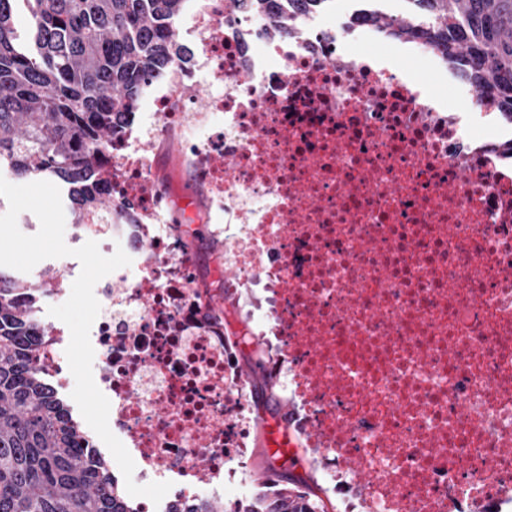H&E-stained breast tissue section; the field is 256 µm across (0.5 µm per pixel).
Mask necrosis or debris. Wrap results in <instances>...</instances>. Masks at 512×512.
Returning <instances> with one entry per match:
<instances>
[{
  "label": "necrosis or debris",
  "mask_w": 512,
  "mask_h": 512,
  "mask_svg": "<svg viewBox=\"0 0 512 512\" xmlns=\"http://www.w3.org/2000/svg\"><path fill=\"white\" fill-rule=\"evenodd\" d=\"M276 4L299 20L272 39L265 19L194 0L187 63L146 81L144 111L100 150L114 209L88 230L132 259L90 330L112 432L186 499H223L252 441L224 314L168 229L154 147L169 132L341 512H512V118L475 89L448 108L335 22ZM69 341L58 324L38 345L59 393Z\"/></svg>",
  "instance_id": "necrosis-or-debris-1"
}]
</instances>
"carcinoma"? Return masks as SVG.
<instances>
[{
    "mask_svg": "<svg viewBox=\"0 0 512 512\" xmlns=\"http://www.w3.org/2000/svg\"><path fill=\"white\" fill-rule=\"evenodd\" d=\"M188 0H0V172L50 177L71 224L84 228L112 207L99 146L120 136L115 112H135L143 81L183 58L176 24ZM273 0H226L231 14L294 23ZM398 16L367 9L379 33L439 52L512 115V0H405ZM28 36L15 27L19 7ZM58 271L32 282L0 268V512H139L83 432L45 385L29 302L56 293ZM167 512H328L310 488L263 483L249 500L175 501Z\"/></svg>",
    "mask_w": 512,
    "mask_h": 512,
    "instance_id": "obj_1",
    "label": "carcinoma"
}]
</instances>
